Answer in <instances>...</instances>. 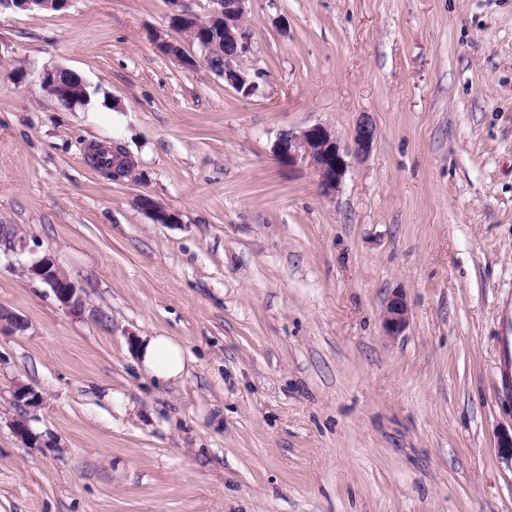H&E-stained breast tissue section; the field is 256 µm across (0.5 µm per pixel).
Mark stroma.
<instances>
[{
	"mask_svg": "<svg viewBox=\"0 0 512 512\" xmlns=\"http://www.w3.org/2000/svg\"><path fill=\"white\" fill-rule=\"evenodd\" d=\"M170 11L0 5V219L85 300L0 258L28 323L0 334V512H512V0H248L250 98L159 51ZM59 66L83 104L43 91ZM365 113L377 141L332 196L275 153ZM154 333L189 351L181 380L137 367ZM21 272L50 288L56 300L70 314H81L85 302L81 289L57 262L56 258L44 253L23 264ZM410 309L406 295L398 288L391 292L382 313V328L384 336L395 339L401 336L409 327Z\"/></svg>",
	"mask_w": 512,
	"mask_h": 512,
	"instance_id": "obj_1",
	"label": "stroma"
}]
</instances>
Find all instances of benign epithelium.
<instances>
[{
  "label": "benign epithelium",
  "instance_id": "1",
  "mask_svg": "<svg viewBox=\"0 0 512 512\" xmlns=\"http://www.w3.org/2000/svg\"><path fill=\"white\" fill-rule=\"evenodd\" d=\"M247 0H211L212 9L207 18L198 16L182 8L181 0H168L172 6L170 18L183 17L191 20L188 29L190 44L197 46L202 53L204 64L216 75L224 74V84L244 97H250L258 91V83L250 73L235 65V61L250 51L249 34L242 25ZM11 6L27 11H41L56 7H65L68 0H10ZM224 23V65L212 67L210 62V43L207 30L218 21ZM65 68L58 67L42 74L41 85H53L56 99L60 102L75 104V97L69 94L68 86L59 82V74ZM377 139V127L372 118L364 114L356 122L351 133V145H344L328 128L313 125L299 132L285 130L279 134L276 152L279 159L290 165L303 163L309 166L318 178L321 191L330 195L338 191L351 164L369 154ZM139 205L156 224L173 222L176 214L151 198L139 199ZM34 254L28 263L22 265L21 272L27 277L38 280L50 288L56 300L70 314L83 311L85 302L81 289L68 273L49 254H36L30 247V237L15 224L0 219V255L8 256L24 251ZM410 324V309L406 295L398 288L391 292L382 313L384 336L394 339L402 335ZM27 328L26 321L18 314L0 307V331L22 332Z\"/></svg>",
  "mask_w": 512,
  "mask_h": 512
}]
</instances>
